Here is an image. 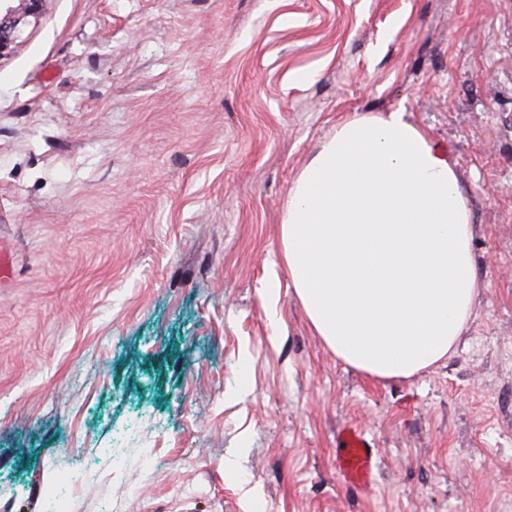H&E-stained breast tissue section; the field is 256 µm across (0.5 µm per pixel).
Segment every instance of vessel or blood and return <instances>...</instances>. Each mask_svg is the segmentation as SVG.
I'll use <instances>...</instances> for the list:
<instances>
[{
	"mask_svg": "<svg viewBox=\"0 0 512 512\" xmlns=\"http://www.w3.org/2000/svg\"><path fill=\"white\" fill-rule=\"evenodd\" d=\"M336 450V472L350 490L363 493L375 482L377 451L365 434L351 427L342 428Z\"/></svg>",
	"mask_w": 512,
	"mask_h": 512,
	"instance_id": "b4317fda",
	"label": "vessel or blood"
}]
</instances>
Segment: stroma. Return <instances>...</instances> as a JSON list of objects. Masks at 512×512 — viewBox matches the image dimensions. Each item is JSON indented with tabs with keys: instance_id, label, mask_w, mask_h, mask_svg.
<instances>
[{
	"instance_id": "stroma-1",
	"label": "stroma",
	"mask_w": 512,
	"mask_h": 512,
	"mask_svg": "<svg viewBox=\"0 0 512 512\" xmlns=\"http://www.w3.org/2000/svg\"><path fill=\"white\" fill-rule=\"evenodd\" d=\"M394 109L456 168L480 290L448 359L380 379L312 330L281 224L337 124ZM346 425L378 450L364 495ZM54 476L58 512H512V0L24 19L0 57V512H42ZM336 448V472L342 483L350 490L364 493L375 482L374 467L376 448L365 434L351 427L341 429Z\"/></svg>"
}]
</instances>
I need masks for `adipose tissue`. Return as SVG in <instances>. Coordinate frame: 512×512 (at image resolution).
Wrapping results in <instances>:
<instances>
[{
  "label": "adipose tissue",
  "mask_w": 512,
  "mask_h": 512,
  "mask_svg": "<svg viewBox=\"0 0 512 512\" xmlns=\"http://www.w3.org/2000/svg\"><path fill=\"white\" fill-rule=\"evenodd\" d=\"M453 164L405 112L353 113L292 183L281 259L317 336L346 364L408 377L446 359L479 290Z\"/></svg>",
  "instance_id": "obj_1"
}]
</instances>
